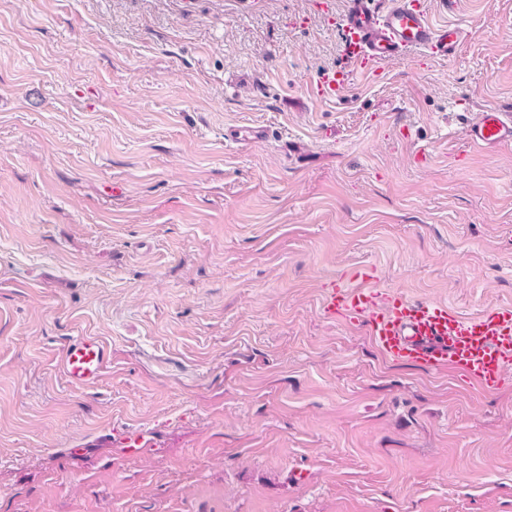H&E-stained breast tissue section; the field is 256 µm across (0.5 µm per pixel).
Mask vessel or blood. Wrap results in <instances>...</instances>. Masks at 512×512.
<instances>
[{"label": "vessel or blood", "instance_id": "obj_1", "mask_svg": "<svg viewBox=\"0 0 512 512\" xmlns=\"http://www.w3.org/2000/svg\"><path fill=\"white\" fill-rule=\"evenodd\" d=\"M339 26L344 54L360 71L416 49L449 58L464 38L456 24L432 23L422 0H347ZM350 72H323L318 95L336 96L348 85ZM466 141L484 149L512 144V114L498 107L478 111L466 130ZM326 311L341 313L363 326L388 358L429 371L449 368L483 392L497 387L512 372L511 307H493L464 318L447 305L384 293L362 280L334 290L326 299ZM106 365L107 353L97 338L77 339L64 350V373L74 384H96Z\"/></svg>", "mask_w": 512, "mask_h": 512}]
</instances>
